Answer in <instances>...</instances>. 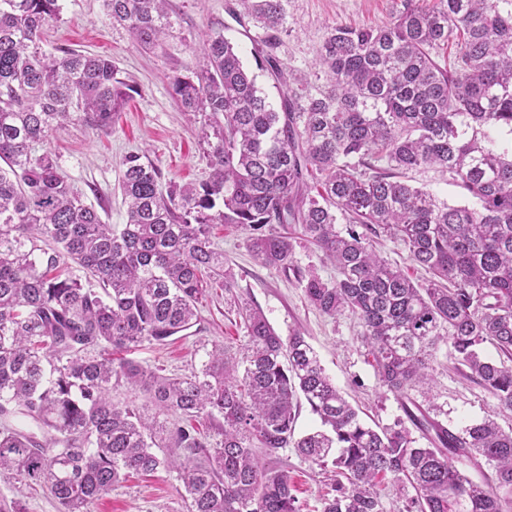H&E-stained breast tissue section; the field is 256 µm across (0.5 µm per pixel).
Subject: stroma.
I'll list each match as a JSON object with an SVG mask.
<instances>
[{
  "label": "stroma",
  "instance_id": "1",
  "mask_svg": "<svg viewBox=\"0 0 512 512\" xmlns=\"http://www.w3.org/2000/svg\"><path fill=\"white\" fill-rule=\"evenodd\" d=\"M225 0H169L176 18L173 32L162 49L150 52L122 27L113 25L103 0H58L60 12L43 34L42 47L56 53L79 50L112 57L120 78L134 93L124 106L111 133L72 123L53 128L46 145L55 154L60 172L86 203L98 211L103 223L120 227L126 221V205L120 189L121 161L137 153L152 163L162 181L180 184L207 179L206 145L199 136L202 118L184 112L173 90L174 77L189 74L195 54L212 31L239 46L246 67H254L251 42L224 10ZM401 0H286L287 33L279 56L294 73L314 77L319 70L318 51L327 28L337 22L377 27L391 21ZM215 247L224 254V265L235 275L233 292L209 290L199 305L200 320L188 336L165 346L145 344L134 359L186 374L200 366L205 346L222 342L239 351L246 330L239 317L242 306L260 309L283 337L301 333L316 351L326 374L363 419L380 425L403 417L400 400L380 387L359 336L360 326L350 314L330 317L308 301L299 273L316 270L323 278L336 275L322 254L297 242L295 268L283 272L261 266L251 257L242 232L217 224L212 228ZM448 345L434 353L433 381L416 386L409 395L421 404L439 408L441 421L464 426L484 418L496 406L494 397L480 385L451 370ZM263 466L286 469L293 494L303 512H321L328 492L327 478L318 466L302 458L295 448L280 451ZM184 489L175 474L163 471L134 476L112 494L97 501L95 512H187Z\"/></svg>",
  "mask_w": 512,
  "mask_h": 512
}]
</instances>
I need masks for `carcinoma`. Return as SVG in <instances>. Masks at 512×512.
Here are the masks:
<instances>
[{
	"mask_svg": "<svg viewBox=\"0 0 512 512\" xmlns=\"http://www.w3.org/2000/svg\"><path fill=\"white\" fill-rule=\"evenodd\" d=\"M57 2L0 0V479L48 488L60 512H91L129 474L164 470L188 512H302L288 471L258 463L292 446L332 468L322 512H386L377 487L388 475L414 491L406 512H512V429L496 421L512 413V0H402L383 26L337 22L314 88L278 55L284 0H237L232 15L261 30L257 68L285 88L280 106L238 46L210 34L192 75L172 83L184 111L205 115L209 176L165 184L126 155L118 230L40 147L58 124L109 132L133 90L110 58L42 50ZM103 2L148 51L173 29L168 0ZM427 169L471 203L407 182ZM215 224L243 232L265 267H293L290 226L323 253L336 278L302 275L308 301L359 319L379 385L411 426L368 424L303 336L282 338L250 308L241 352L214 342L188 375L128 357L197 324L206 286L236 287ZM382 237L430 279L385 259ZM69 264L85 279L63 274ZM441 343L497 401L477 423L444 424L408 394L432 381ZM114 380L147 392L154 413L113 403ZM300 397L320 427L297 438ZM480 459L494 483L460 469Z\"/></svg>",
	"mask_w": 512,
	"mask_h": 512,
	"instance_id": "carcinoma-1",
	"label": "carcinoma"
}]
</instances>
